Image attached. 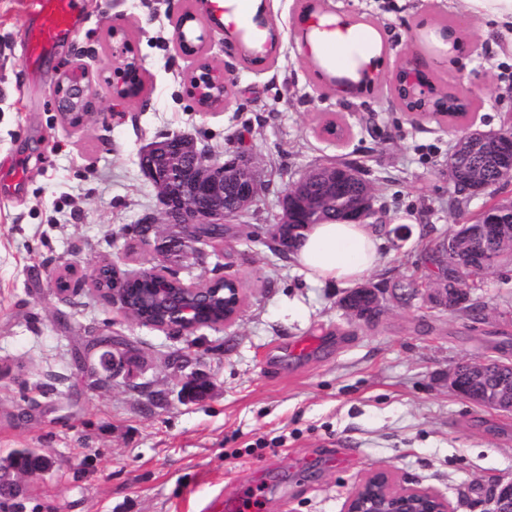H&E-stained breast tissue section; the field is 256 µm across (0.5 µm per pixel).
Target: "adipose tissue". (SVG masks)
I'll return each mask as SVG.
<instances>
[{"mask_svg": "<svg viewBox=\"0 0 512 512\" xmlns=\"http://www.w3.org/2000/svg\"><path fill=\"white\" fill-rule=\"evenodd\" d=\"M379 44L380 36L372 27L353 25L321 31L312 41L311 51L328 68L352 72L378 55ZM381 244L368 224H313L293 256L311 283L346 286L371 273L379 261Z\"/></svg>", "mask_w": 512, "mask_h": 512, "instance_id": "ef3b65f1", "label": "adipose tissue"}]
</instances>
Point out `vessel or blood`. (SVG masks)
I'll list each match as a JSON object with an SVG mask.
<instances>
[{
	"mask_svg": "<svg viewBox=\"0 0 512 512\" xmlns=\"http://www.w3.org/2000/svg\"><path fill=\"white\" fill-rule=\"evenodd\" d=\"M35 23L26 33L23 60L29 76H37L40 66L62 41L72 39L80 28L82 0H33Z\"/></svg>",
	"mask_w": 512,
	"mask_h": 512,
	"instance_id": "vessel-or-blood-1",
	"label": "vessel or blood"
}]
</instances>
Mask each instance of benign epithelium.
Masks as SVG:
<instances>
[{
	"mask_svg": "<svg viewBox=\"0 0 512 512\" xmlns=\"http://www.w3.org/2000/svg\"><path fill=\"white\" fill-rule=\"evenodd\" d=\"M195 20V15L184 11L176 21L179 52L195 59L196 64L190 80V92L202 109L228 105V82L224 72L213 68L200 57L201 42L188 39L185 27ZM124 70L133 78L134 85H124L114 89L118 100L136 97L140 88V65L135 58L124 60ZM401 86L418 100H427L432 96L428 82L414 73L399 77ZM57 111L69 125L79 127L91 115L89 112L92 98L91 84L86 81L85 72L74 67L64 73L54 87ZM408 114L413 117H458L466 110L456 112L440 111L429 107L412 108ZM464 138L470 144H482L487 140L500 143L512 153V126L498 131L481 130L468 127ZM141 166L157 190L162 205L163 223L169 231L162 234L157 243L160 256L180 258L195 248L198 243H207L214 247L224 246V238L213 239L203 234L202 229L209 224H222L224 219L249 209L263 188L261 170L255 158L246 152H239L233 158L219 162L199 149L193 138L184 135L168 136L163 140L149 143L141 156ZM331 180L328 194L333 199V208L340 211L342 217L352 221L367 223L377 213L374 196L370 193L342 195L336 190V183L352 179L348 172L338 173L336 167L329 169ZM317 171L288 185L282 198V215L273 228V244L288 251L293 248L295 239L287 227L297 224L321 223L325 197L309 193L310 183ZM512 222V206H498L496 213L485 223L484 233L489 237L498 235L502 225ZM114 272L107 288L99 287L102 280V265L72 281L70 277L77 270L70 269L60 277V291L90 286L100 296L112 300V306L124 315H129L131 303H136L147 313H158L156 320L139 319L137 323L152 327L175 336L191 334L202 327L223 328L233 323L241 314L244 298L236 280L219 277L203 285L183 284L181 288H170L168 283L179 278L176 271L162 267L153 272L121 270L112 264ZM362 292L370 302V310L345 305L346 312L356 320L383 312L388 298L398 299L400 295L388 288H376L363 285L349 291V295ZM415 296L434 309L452 311L456 306L470 298V289L457 290L448 287V272L436 279L425 281L411 289ZM100 346L106 348L101 355L104 369L117 368L125 363L122 346L103 340ZM492 364L475 363L469 360L456 364L448 371V387L466 400L478 399L486 407L501 412H512V380L501 379L490 389L472 395L465 377L479 380ZM210 382L201 374L191 377L186 383V392L193 398H201L209 393ZM43 459L33 453L14 456L9 469L25 476H32L27 462ZM489 496L495 503L494 512H512V481L497 480L489 487ZM345 512H453L448 500L430 491L395 486L393 471L379 468L350 495Z\"/></svg>",
	"mask_w": 512,
	"mask_h": 512,
	"instance_id": "obj_1",
	"label": "benign epithelium"
}]
</instances>
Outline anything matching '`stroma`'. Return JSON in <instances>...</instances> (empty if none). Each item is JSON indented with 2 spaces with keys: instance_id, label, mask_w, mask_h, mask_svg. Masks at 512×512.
<instances>
[{
  "instance_id": "obj_1",
  "label": "stroma",
  "mask_w": 512,
  "mask_h": 512,
  "mask_svg": "<svg viewBox=\"0 0 512 512\" xmlns=\"http://www.w3.org/2000/svg\"><path fill=\"white\" fill-rule=\"evenodd\" d=\"M29 2L0 0V465L33 448L51 467L16 477L19 491L0 492V512H224L225 501L257 488L265 512H344L382 467L402 486L448 499L453 512H489V481L512 478V413L457 396L443 378L464 360L512 363V264L472 290L479 319L416 297L387 303L368 326L341 309L344 287L307 282L290 254L252 233L275 223L289 182L352 161L373 187L384 239L370 282L431 277L438 243L488 204L512 199V182L456 196L448 157L462 123L412 120L390 83L414 44L435 87L474 85L466 122L499 129L512 118L506 36L464 0H320L323 17L382 36L371 84L353 90L305 53L308 0H265L279 43L260 63L242 50L260 48L265 32L249 21L245 46L225 42L201 0H83L78 34L43 61L33 88L22 62ZM186 9L209 63L229 78L228 108L202 111L190 93L194 60L175 46ZM115 26L124 39L111 38ZM444 28L454 51L435 40ZM126 56L137 58L144 88L119 101ZM76 66L93 105L78 128L53 97ZM170 134L192 136L220 161L247 149L265 180L250 210L227 220L222 254L191 252L179 268L188 284L236 278L245 295L232 326L191 336L139 325L91 288L64 296L54 283L66 267L84 273L105 258L133 271L160 267L155 241L133 228L161 213L140 156ZM400 222L410 230L404 240L393 233ZM105 336L123 341L132 372L100 371L96 343ZM302 341L306 353L287 355ZM196 372L211 390L184 400Z\"/></svg>"
}]
</instances>
